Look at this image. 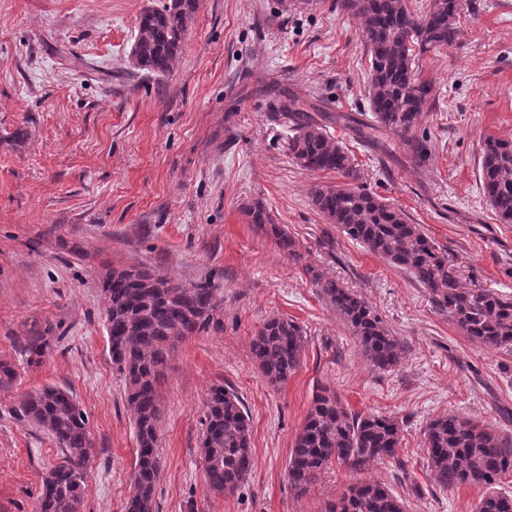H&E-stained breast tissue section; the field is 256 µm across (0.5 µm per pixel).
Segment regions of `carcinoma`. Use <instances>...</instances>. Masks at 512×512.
Listing matches in <instances>:
<instances>
[{
    "instance_id": "carcinoma-1",
    "label": "carcinoma",
    "mask_w": 512,
    "mask_h": 512,
    "mask_svg": "<svg viewBox=\"0 0 512 512\" xmlns=\"http://www.w3.org/2000/svg\"><path fill=\"white\" fill-rule=\"evenodd\" d=\"M467 0H431L424 15L413 13L407 0H343L358 19L370 56L367 94L372 122L357 129L392 131L423 154L417 136L422 115L432 109L430 82L420 78L419 54L459 42L457 20ZM200 0H163L145 8L130 55L134 68L149 76H168L182 53L188 26ZM281 110L293 124L288 154L302 169L333 172L339 181L318 185L312 206L330 224L367 251L407 272L427 289L435 309L467 337L490 349L512 348V299L486 289L461 287L448 249L414 224L402 210L361 189L348 149L329 134L309 111L292 100ZM486 202L502 224H512V141L488 138L480 157ZM252 223L270 225L280 250L301 259L295 241L272 223L266 209L251 212ZM313 284L356 337L375 369L390 371L404 346L384 326L365 298L308 266ZM106 331L112 364L125 381V399L137 448L134 490L125 512H154L155 486L162 466L159 388L169 358L186 338L223 327L220 300L207 281L184 285L168 277L130 267L112 271L102 285ZM307 342L303 327L291 318L268 319L252 342V355L268 384L278 387L300 367ZM24 417L43 428L63 451L42 483L37 512H81L92 440L86 418L73 395L46 386L21 400ZM202 459L209 492L231 496L253 468L251 426L243 402L231 389L211 387L206 403ZM400 426L386 415H353L336 392L317 388L304 423L288 456L289 486L306 493L333 463L355 474L371 464L397 459ZM424 447L430 471L444 489L472 485L482 490L476 512H512V497L496 491L501 476L512 471V440L488 423L456 414L429 422ZM327 512H406L404 502L377 481H359L327 505Z\"/></svg>"
}]
</instances>
